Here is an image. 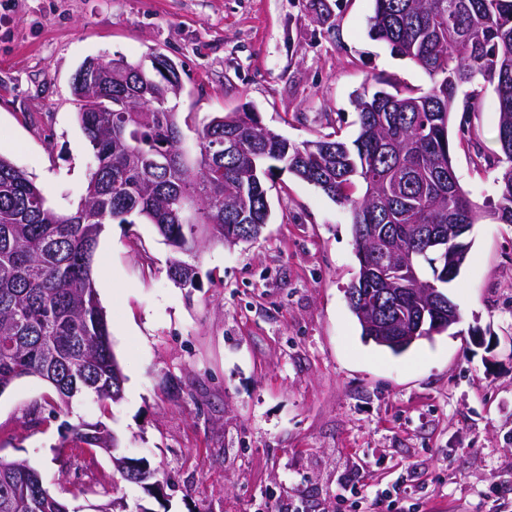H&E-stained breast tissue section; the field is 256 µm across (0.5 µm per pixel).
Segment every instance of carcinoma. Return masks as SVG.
<instances>
[{
  "mask_svg": "<svg viewBox=\"0 0 512 512\" xmlns=\"http://www.w3.org/2000/svg\"><path fill=\"white\" fill-rule=\"evenodd\" d=\"M457 16L451 37L440 19ZM372 37L431 77L421 95L363 91L354 99L358 133L351 143L327 134L323 148L307 151L280 136L263 135L259 116L242 110L214 116L196 129L197 150L184 148L174 95L151 69L128 64L108 84L93 71L73 84L76 98H105L102 109L79 106L77 118L93 151L84 196L76 209L58 212L10 159L0 156V394L23 377L47 382L53 414L73 400L93 397L102 408L122 399L123 377L93 279L94 257L105 225L136 215L154 225L173 256L168 277L192 293L186 258L206 243H230L243 226L268 223L266 179L285 169L347 207L359 261L346 290L367 342L391 326L423 319L432 326L430 296L413 308L391 288L434 290L458 274L468 244L448 225L472 226L487 208L512 224V0H374ZM493 87L498 102L495 166L497 198L474 202L455 174L448 125L461 88L476 80ZM143 121H127L129 110ZM193 184L201 201L197 224H183L177 201ZM90 452L109 455L119 441L103 422L67 426ZM120 480L147 491L167 482L155 469L115 458ZM55 498L38 470L0 458V512H89Z\"/></svg>",
  "mask_w": 512,
  "mask_h": 512,
  "instance_id": "carcinoma-1",
  "label": "carcinoma"
}]
</instances>
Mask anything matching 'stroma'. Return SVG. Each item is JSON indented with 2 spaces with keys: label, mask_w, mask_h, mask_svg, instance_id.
Masks as SVG:
<instances>
[{
  "label": "stroma",
  "mask_w": 512,
  "mask_h": 512,
  "mask_svg": "<svg viewBox=\"0 0 512 512\" xmlns=\"http://www.w3.org/2000/svg\"><path fill=\"white\" fill-rule=\"evenodd\" d=\"M374 0H0V155L58 211L76 208L92 149L71 93L84 61L162 54L176 110L196 124L247 107L293 143L354 139L363 90L428 91L420 66L368 35ZM449 125L461 187L497 196V100L462 87ZM255 240L214 243L200 286L167 275L170 247L143 219L106 225L93 268L122 399L34 422L51 390L0 394V457L40 470L72 504L112 498L106 454L67 425L103 421L120 451L172 477L150 512H512V224L480 215L448 285L461 320L402 355L364 342L345 290L358 272L347 209L288 171L267 182Z\"/></svg>",
  "instance_id": "stroma-1"
}]
</instances>
